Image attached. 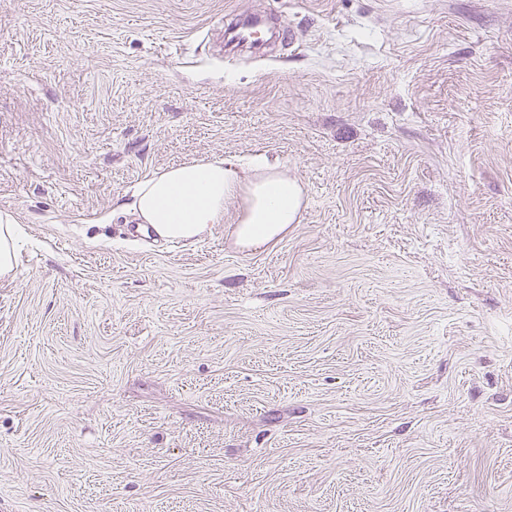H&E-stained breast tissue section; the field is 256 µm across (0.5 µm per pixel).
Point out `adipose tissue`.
Segmentation results:
<instances>
[{"label": "adipose tissue", "mask_w": 512, "mask_h": 512, "mask_svg": "<svg viewBox=\"0 0 512 512\" xmlns=\"http://www.w3.org/2000/svg\"><path fill=\"white\" fill-rule=\"evenodd\" d=\"M304 201L299 181L258 162L244 176L228 160H201L167 168L139 184L135 207L159 237L194 240L224 221L229 203L240 205L232 237L254 250L281 242L299 223Z\"/></svg>", "instance_id": "adipose-tissue-1"}]
</instances>
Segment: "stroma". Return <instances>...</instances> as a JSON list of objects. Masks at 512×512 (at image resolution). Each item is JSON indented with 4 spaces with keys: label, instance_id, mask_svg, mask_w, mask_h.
I'll list each match as a JSON object with an SVG mask.
<instances>
[{
    "label": "stroma",
    "instance_id": "obj_1",
    "mask_svg": "<svg viewBox=\"0 0 512 512\" xmlns=\"http://www.w3.org/2000/svg\"><path fill=\"white\" fill-rule=\"evenodd\" d=\"M257 155L278 244L139 230ZM1 209L0 512H512V0H0ZM218 25L224 28L226 43L236 49H259L257 35L261 32L264 20L257 17L225 15ZM304 201L299 181L276 165L260 161L243 176L224 160H201L167 168L139 184L135 207L142 224L161 238L194 240L211 224L224 221V209L238 202L240 217L232 237L241 250L281 242L289 224L300 221ZM18 219L8 210H0V279L10 278L14 272L18 252Z\"/></svg>",
    "mask_w": 512,
    "mask_h": 512
}]
</instances>
